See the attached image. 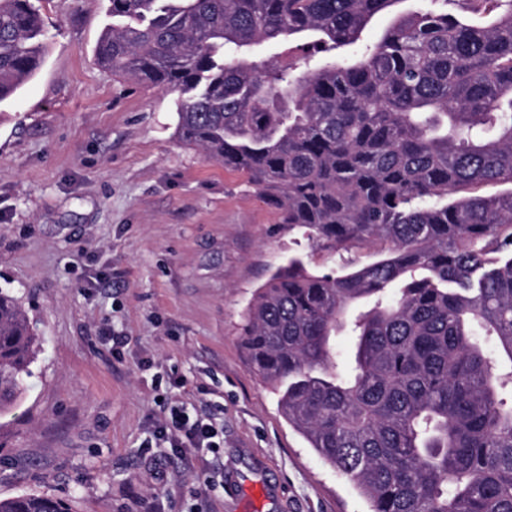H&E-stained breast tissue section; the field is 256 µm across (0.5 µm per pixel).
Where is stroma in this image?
I'll list each match as a JSON object with an SVG mask.
<instances>
[{"label": "stroma", "mask_w": 512, "mask_h": 512, "mask_svg": "<svg viewBox=\"0 0 512 512\" xmlns=\"http://www.w3.org/2000/svg\"><path fill=\"white\" fill-rule=\"evenodd\" d=\"M40 7L44 62L0 106V289L41 346L0 414V497L44 494L71 512H368L289 426L240 339L289 254L314 270L328 257L245 173L179 139L178 93L97 64L106 0ZM178 404L222 427L223 447L151 445Z\"/></svg>", "instance_id": "1"}]
</instances>
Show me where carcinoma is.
<instances>
[{
	"label": "carcinoma",
	"mask_w": 512,
	"mask_h": 512,
	"mask_svg": "<svg viewBox=\"0 0 512 512\" xmlns=\"http://www.w3.org/2000/svg\"><path fill=\"white\" fill-rule=\"evenodd\" d=\"M95 48L115 74L184 96L176 130L245 173L280 223L360 267L288 258L241 343L288 424L369 512H512V0L483 24L418 9L350 57L400 0H107ZM267 45L285 60L259 64ZM33 0H0V104L40 69ZM353 336L350 365L334 338ZM39 352L0 290V412ZM0 512H69L51 496Z\"/></svg>",
	"instance_id": "carcinoma-1"
}]
</instances>
